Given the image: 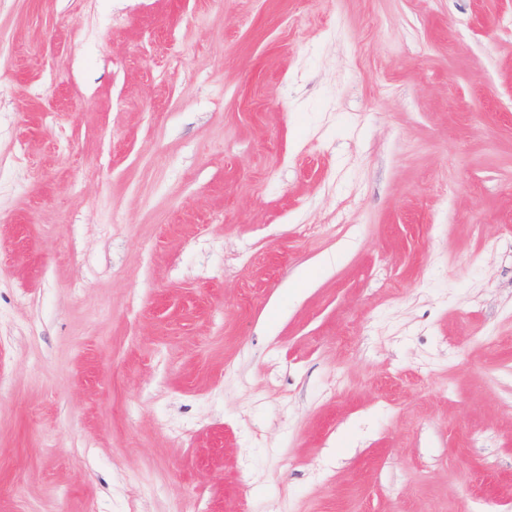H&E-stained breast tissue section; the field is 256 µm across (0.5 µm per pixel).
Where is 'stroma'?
<instances>
[{
	"instance_id": "35a3bbf8",
	"label": "stroma",
	"mask_w": 512,
	"mask_h": 512,
	"mask_svg": "<svg viewBox=\"0 0 512 512\" xmlns=\"http://www.w3.org/2000/svg\"><path fill=\"white\" fill-rule=\"evenodd\" d=\"M0 44V512H512V0Z\"/></svg>"
}]
</instances>
